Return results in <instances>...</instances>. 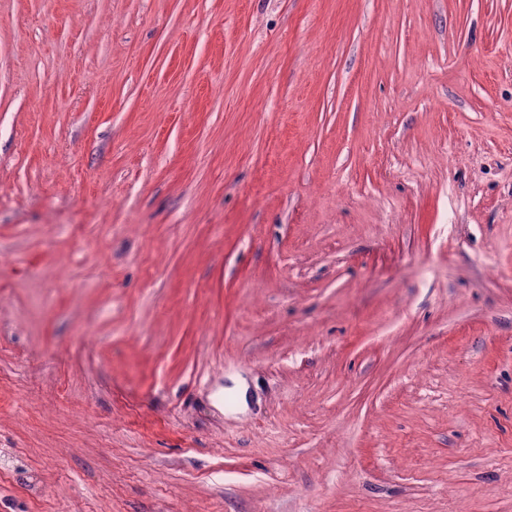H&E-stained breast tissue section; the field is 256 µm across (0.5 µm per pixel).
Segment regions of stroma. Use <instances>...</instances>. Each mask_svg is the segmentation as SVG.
I'll use <instances>...</instances> for the list:
<instances>
[{
	"label": "stroma",
	"mask_w": 512,
	"mask_h": 512,
	"mask_svg": "<svg viewBox=\"0 0 512 512\" xmlns=\"http://www.w3.org/2000/svg\"><path fill=\"white\" fill-rule=\"evenodd\" d=\"M0 512H512V0H0Z\"/></svg>",
	"instance_id": "35a3bbf8"
}]
</instances>
